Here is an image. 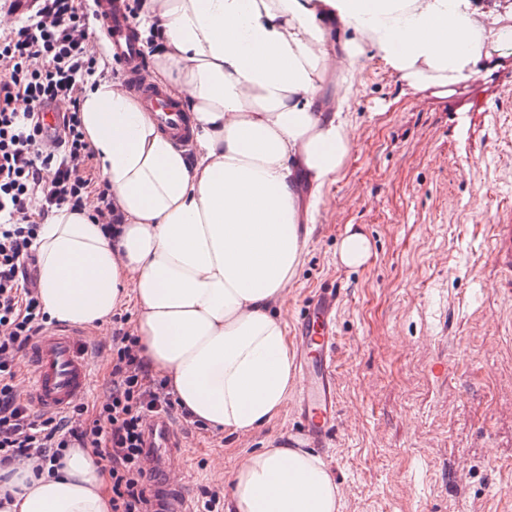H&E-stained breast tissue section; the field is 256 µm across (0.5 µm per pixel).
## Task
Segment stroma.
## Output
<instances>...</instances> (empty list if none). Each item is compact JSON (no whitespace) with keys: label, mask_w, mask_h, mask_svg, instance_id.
Wrapping results in <instances>:
<instances>
[{"label":"stroma","mask_w":512,"mask_h":512,"mask_svg":"<svg viewBox=\"0 0 512 512\" xmlns=\"http://www.w3.org/2000/svg\"><path fill=\"white\" fill-rule=\"evenodd\" d=\"M349 104L350 157L326 192L283 316L337 289L338 427L315 454L339 512H512V295L492 224L512 207V47L447 91H412L366 59ZM371 242L339 264L347 226ZM288 397L266 426L227 435L177 419L190 499L245 456L306 448Z\"/></svg>","instance_id":"obj_1"}]
</instances>
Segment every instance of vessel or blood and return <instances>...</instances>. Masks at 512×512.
I'll return each mask as SVG.
<instances>
[{
    "label": "vessel or blood",
    "mask_w": 512,
    "mask_h": 512,
    "mask_svg": "<svg viewBox=\"0 0 512 512\" xmlns=\"http://www.w3.org/2000/svg\"><path fill=\"white\" fill-rule=\"evenodd\" d=\"M94 8L112 44L115 56L131 69V79L147 111L153 112L160 128L179 145H187L191 134L181 106L158 85L141 76V56L133 38L121 0H94ZM494 259L504 274V286L512 285V216L494 226ZM338 298L324 293L311 300L298 324L297 410L303 432L316 445L323 444L337 426L336 336L333 315ZM92 366L89 344L69 329L59 328L38 336L27 360V397L38 409L56 413L88 395ZM182 440L176 424L157 416L146 424V451L154 457L177 454Z\"/></svg>",
    "instance_id": "vessel-or-blood-1"
}]
</instances>
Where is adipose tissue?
<instances>
[{
    "label": "adipose tissue",
    "instance_id": "ef3b65f1",
    "mask_svg": "<svg viewBox=\"0 0 512 512\" xmlns=\"http://www.w3.org/2000/svg\"><path fill=\"white\" fill-rule=\"evenodd\" d=\"M499 0H141L158 36L152 74L187 114L195 150L160 130L137 94L98 80L81 121L122 217L105 233L91 209L41 224V302L51 319L96 326L132 307L142 355L192 418L255 431L288 397L285 297L356 126L348 85L372 52L414 91L472 77L506 47ZM349 31L347 39L335 28ZM232 512H337L327 465L279 445L229 477ZM0 512H112L104 462L71 449L53 476L20 465Z\"/></svg>",
    "mask_w": 512,
    "mask_h": 512
}]
</instances>
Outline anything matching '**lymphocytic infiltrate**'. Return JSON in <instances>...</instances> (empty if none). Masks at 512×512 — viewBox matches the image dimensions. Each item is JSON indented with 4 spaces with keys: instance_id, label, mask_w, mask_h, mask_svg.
<instances>
[{
    "instance_id": "obj_1",
    "label": "lymphocytic infiltrate",
    "mask_w": 512,
    "mask_h": 512,
    "mask_svg": "<svg viewBox=\"0 0 512 512\" xmlns=\"http://www.w3.org/2000/svg\"><path fill=\"white\" fill-rule=\"evenodd\" d=\"M0 12L14 19L0 28V470L28 463L40 475L68 449L88 448L106 463L112 512H153L144 422L178 405L164 381L150 378L137 336L113 332L110 379L96 406L36 416L17 394L18 355L49 322L31 248L40 219L90 204L95 223L116 224L108 188L94 185L79 117L89 82L110 65L96 53L81 0H34L24 13L17 0H0ZM60 103L64 128L50 145L39 115Z\"/></svg>"
}]
</instances>
